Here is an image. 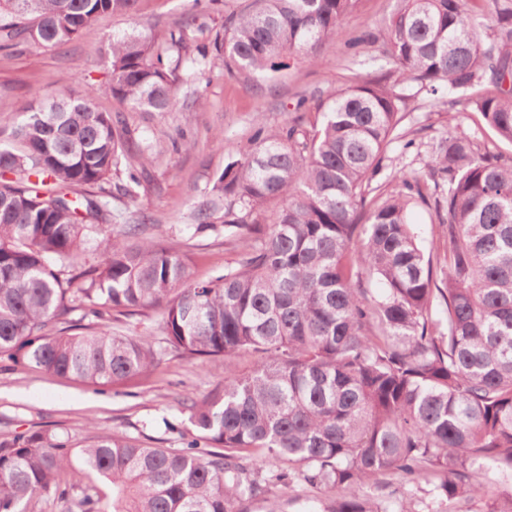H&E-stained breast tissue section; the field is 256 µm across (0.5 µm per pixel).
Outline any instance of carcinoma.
<instances>
[{"instance_id":"carcinoma-1","label":"carcinoma","mask_w":512,"mask_h":512,"mask_svg":"<svg viewBox=\"0 0 512 512\" xmlns=\"http://www.w3.org/2000/svg\"><path fill=\"white\" fill-rule=\"evenodd\" d=\"M136 2L0 0V50L68 44ZM475 2L396 0L382 30L349 46L382 42L403 80L462 96L512 145V0H492L491 19ZM259 3L225 16L208 43L189 36L196 14L159 37H113L103 92L172 112L187 61L199 71L213 56L227 69L275 70L287 56L314 64L358 0ZM304 109L302 99L277 129L258 124L251 150L193 212L195 231L220 223L240 248L235 265L201 282L188 280L186 254L126 244L146 217L78 264L97 227L121 218L111 201L136 194L150 146L89 95L25 110L16 144L0 146V358L125 387L156 367L151 336L106 326L64 334L56 324L77 309L96 318L99 305L124 316L160 306L174 349L221 369L241 352L257 364L191 403L199 436L180 450L116 434L69 448L47 430L0 440V512L50 494L66 512H250L255 501L285 512L270 494L289 502L297 481L322 492L316 512H416L391 510L387 476L432 487L440 503L485 497L490 470L512 481V165L455 131L429 176L381 178L405 98L379 79L353 80L309 128ZM441 181L448 192L435 209L448 248L437 280L408 215ZM364 274L378 295L361 287ZM94 478L112 496L74 495Z\"/></svg>"}]
</instances>
